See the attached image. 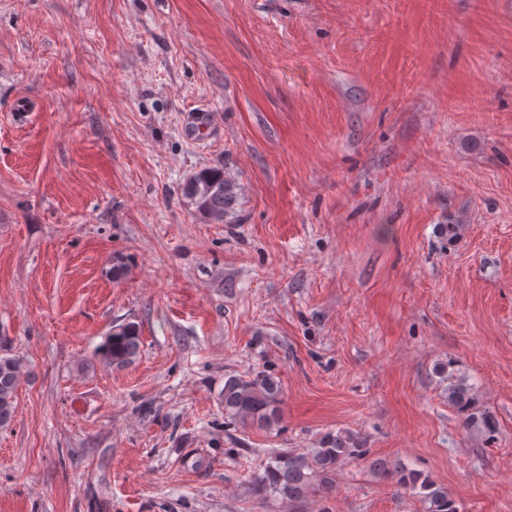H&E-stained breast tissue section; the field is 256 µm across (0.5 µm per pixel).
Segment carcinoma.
Returning <instances> with one entry per match:
<instances>
[{
	"label": "carcinoma",
	"mask_w": 512,
	"mask_h": 512,
	"mask_svg": "<svg viewBox=\"0 0 512 512\" xmlns=\"http://www.w3.org/2000/svg\"><path fill=\"white\" fill-rule=\"evenodd\" d=\"M182 196L207 218L222 223L233 214L236 187L224 176V169L206 168L188 178L181 187ZM141 344L139 326L130 322L109 333L97 349L99 359L121 368L134 359ZM25 373L23 361L16 356H0V428L14 416V401ZM437 373L448 374V403L466 414L465 427L488 437L497 433L495 418L475 409V388L468 379L439 366ZM224 414L244 426L270 427L278 421L282 388L272 374L259 371L249 375H232L224 382L221 394ZM370 450L354 436L339 432L328 434L316 448L306 453L281 452L270 458L265 473L257 482L256 493L274 497L290 505L309 495L329 491L337 469L347 460L366 461ZM393 477L402 486L420 489L425 512H457L455 502L445 487L435 484L417 470L398 466Z\"/></svg>",
	"instance_id": "obj_1"
}]
</instances>
